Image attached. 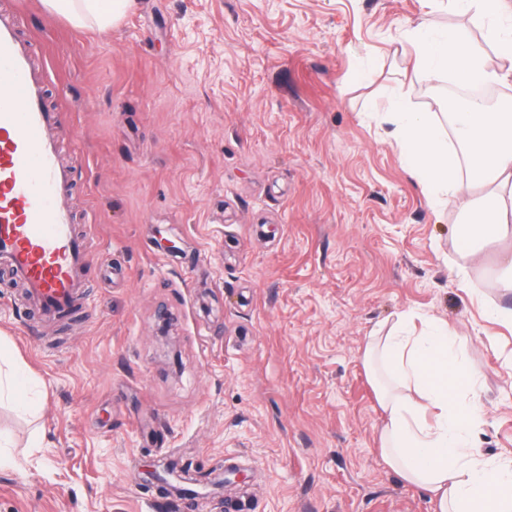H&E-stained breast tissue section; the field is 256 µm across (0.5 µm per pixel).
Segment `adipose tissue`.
<instances>
[{
    "instance_id": "adipose-tissue-1",
    "label": "adipose tissue",
    "mask_w": 512,
    "mask_h": 512,
    "mask_svg": "<svg viewBox=\"0 0 512 512\" xmlns=\"http://www.w3.org/2000/svg\"><path fill=\"white\" fill-rule=\"evenodd\" d=\"M135 0H42L44 8L73 25L93 24L108 34ZM429 8L474 13L488 39L512 59V0H426ZM415 52V74L431 82L506 83L512 75L487 70L465 33L433 35L425 26L402 34ZM393 135L403 168L427 192L432 204L460 202L472 232L464 251L512 237V106L490 109L470 102L442 125L432 112H398ZM470 150L468 181L491 192L460 198L457 147ZM413 314L400 317L383 336H370L367 363L382 362L399 389L382 391L385 419L380 452L405 480L435 500L441 512H512V461L493 463L472 450L482 420L473 402L474 378L453 348L444 323H430L420 336L405 334Z\"/></svg>"
}]
</instances>
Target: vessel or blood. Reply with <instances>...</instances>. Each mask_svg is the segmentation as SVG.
<instances>
[{"label":"vessel or blood","instance_id":"b4317fda","mask_svg":"<svg viewBox=\"0 0 512 512\" xmlns=\"http://www.w3.org/2000/svg\"><path fill=\"white\" fill-rule=\"evenodd\" d=\"M58 114L45 103V74L18 18L0 10V263L48 318L81 304L86 238L67 205L71 170L60 157Z\"/></svg>","mask_w":512,"mask_h":512}]
</instances>
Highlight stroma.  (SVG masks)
I'll return each mask as SVG.
<instances>
[{
    "label": "stroma",
    "mask_w": 512,
    "mask_h": 512,
    "mask_svg": "<svg viewBox=\"0 0 512 512\" xmlns=\"http://www.w3.org/2000/svg\"><path fill=\"white\" fill-rule=\"evenodd\" d=\"M0 8L46 70L89 254L64 322L0 278V343L37 392L30 414L0 404V512H187L170 452L202 512H435L379 451L390 378L364 360L410 310L456 332L477 452L512 459V328L490 315L512 309V240L463 251L466 215L432 206L390 136L396 102L442 113L451 87L416 79L402 32L457 28L511 68L479 23L424 0H136L101 35L41 0Z\"/></svg>",
    "instance_id": "1"
}]
</instances>
